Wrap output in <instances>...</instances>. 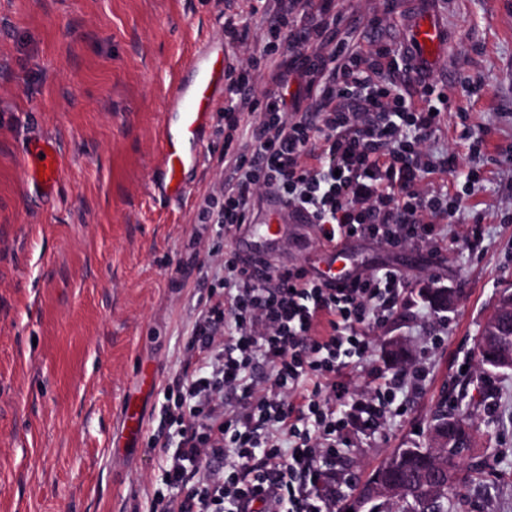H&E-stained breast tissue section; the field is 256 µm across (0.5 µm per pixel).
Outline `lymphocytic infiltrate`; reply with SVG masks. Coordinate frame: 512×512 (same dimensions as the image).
I'll return each instance as SVG.
<instances>
[{
  "label": "lymphocytic infiltrate",
  "mask_w": 512,
  "mask_h": 512,
  "mask_svg": "<svg viewBox=\"0 0 512 512\" xmlns=\"http://www.w3.org/2000/svg\"><path fill=\"white\" fill-rule=\"evenodd\" d=\"M251 11L277 18L263 46L276 70L256 99L246 93L253 59L227 69L219 161L235 177L215 223L228 232L254 223L262 190L307 214L324 240L434 243L461 204L422 188L434 167L420 146L437 132L446 94L426 83L419 99L406 95L405 53L358 45L336 0H260ZM220 281L188 342L197 366L174 381L165 512H333L312 496L325 464L395 399L351 394L342 371L366 356L370 328L394 313L408 279L388 266L327 288L302 266L259 276L228 256Z\"/></svg>",
  "instance_id": "f902f5d3"
}]
</instances>
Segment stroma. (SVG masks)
<instances>
[{"label":"stroma","mask_w":512,"mask_h":512,"mask_svg":"<svg viewBox=\"0 0 512 512\" xmlns=\"http://www.w3.org/2000/svg\"><path fill=\"white\" fill-rule=\"evenodd\" d=\"M251 0H0V512H155L172 380L212 289L205 268L234 252L235 234L202 219L229 177L217 92L187 192L165 197L155 134L195 46L222 44L228 63L257 58L254 94L270 81L262 59L271 16ZM450 60L430 76L449 96L429 175L462 197L436 248L352 245L358 269L393 266L410 285L394 316L370 331L351 390L402 380L376 430L353 431L332 465L350 498L395 448L428 446L438 403L471 412L483 461L470 512H512V374L485 377L475 343L501 288L512 284V0H448ZM248 23L246 49L224 41L226 17ZM52 139L62 166L52 194L25 174L32 139ZM483 142L469 149L470 139ZM480 175L467 181L469 172ZM426 288H457L435 312ZM409 348L393 367L385 339ZM141 405L143 437L122 434L126 403Z\"/></svg>","instance_id":"stroma-1"}]
</instances>
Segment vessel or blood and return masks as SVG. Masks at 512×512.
Instances as JSON below:
<instances>
[{"mask_svg":"<svg viewBox=\"0 0 512 512\" xmlns=\"http://www.w3.org/2000/svg\"><path fill=\"white\" fill-rule=\"evenodd\" d=\"M408 28L406 51L414 72L420 77L429 76L448 49V29L438 10L423 5L418 7ZM225 63L226 58L218 47L207 45L193 51L187 62L191 77L177 85L167 103L170 118L159 128L156 143L164 172L163 191L168 197L183 196L185 182L178 178L177 171L198 162L197 135L210 118L216 88L225 81ZM60 166L61 158L53 140L30 143L25 168L44 194L52 193ZM306 221V215L289 214L287 206L277 204L273 218L267 223L247 227L250 237L264 241V248L256 250L242 245L240 257L248 264L276 262L289 227H305ZM355 269L348 244L341 240L326 244L321 264L312 266L311 272L328 287L340 288L349 282Z\"/></svg>","mask_w":512,"mask_h":512,"instance_id":"1","label":"vessel or blood"}]
</instances>
